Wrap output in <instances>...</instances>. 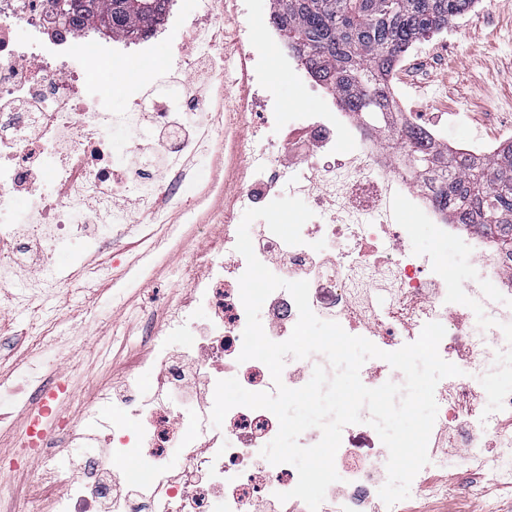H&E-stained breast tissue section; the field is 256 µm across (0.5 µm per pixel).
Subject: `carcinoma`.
I'll return each instance as SVG.
<instances>
[{"label": "carcinoma", "instance_id": "carcinoma-1", "mask_svg": "<svg viewBox=\"0 0 512 512\" xmlns=\"http://www.w3.org/2000/svg\"><path fill=\"white\" fill-rule=\"evenodd\" d=\"M171 0H69L72 30L104 29L130 37L160 24ZM474 0H276L273 23L342 108L366 127L393 132L405 154L427 163L412 171L438 184L437 202L491 239L512 260V141L488 156L434 144L420 128L395 127L390 72L420 38L448 27Z\"/></svg>", "mask_w": 512, "mask_h": 512}]
</instances>
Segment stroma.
<instances>
[{
	"label": "stroma",
	"mask_w": 512,
	"mask_h": 512,
	"mask_svg": "<svg viewBox=\"0 0 512 512\" xmlns=\"http://www.w3.org/2000/svg\"><path fill=\"white\" fill-rule=\"evenodd\" d=\"M444 36L441 42H425L423 54L411 60L403 74L407 95L398 100L399 111L418 125L438 128L442 142L451 147L498 139L512 129V0H478L473 11L449 23ZM253 46L265 61L268 89L283 111L336 110L328 90L310 88L296 71L281 68L275 50L263 41ZM190 51V39L174 31L155 40L149 59L133 65L148 81H181L185 75L177 71V61ZM224 156V141L218 138L209 154L190 161L188 178L197 204L171 210L167 223L146 225V241L125 238L109 244L102 254L103 276L77 268L82 246L72 242L55 259L68 285L34 296L25 282L39 277V264L28 257L25 282L14 290L20 303L0 317V469L10 474L0 505L7 512H33L35 507L29 493L42 468L27 464L18 433L25 402L40 388L66 374L77 437L58 442L54 452L78 464L90 462V449L107 448L105 434L87 423L102 419L127 395L128 376L136 377L139 391L154 390L153 342L145 338L143 325L171 295L184 294L186 281L203 270L200 256L217 240L228 203L222 188ZM397 221L411 225L408 245L413 251L438 254L456 282L468 280L474 251L463 233L439 237L433 225L403 207ZM453 485L441 501L411 489L404 504L416 512H481V502L461 480Z\"/></svg>",
	"instance_id": "obj_1"
}]
</instances>
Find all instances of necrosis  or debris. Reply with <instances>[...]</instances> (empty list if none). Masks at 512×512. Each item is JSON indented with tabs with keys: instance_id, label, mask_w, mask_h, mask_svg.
Here are the masks:
<instances>
[{
	"instance_id": "4bbe7bcc",
	"label": "necrosis or debris",
	"mask_w": 512,
	"mask_h": 512,
	"mask_svg": "<svg viewBox=\"0 0 512 512\" xmlns=\"http://www.w3.org/2000/svg\"><path fill=\"white\" fill-rule=\"evenodd\" d=\"M46 23L43 0H0V212L11 209L15 193H26L31 201L24 223L0 224V296L11 292L28 239L37 241L40 267L51 276L62 243L79 240L99 250L103 243L91 234L92 225L119 232L133 224L117 198H136L153 218L161 206L190 205L186 185L167 184L166 177L181 169L187 155L209 144L207 134L190 137L183 122L188 114L198 125L211 124V104L203 89L187 81L150 98L135 97L130 111H108L89 95L88 78L106 60L113 70L123 69L130 52L105 53L102 43L85 30L46 38ZM223 26L211 0H196L189 26L192 56L185 71L196 73L214 63L215 32ZM251 41L242 30L231 46L238 77L235 90L224 93L225 125L244 127L252 117L287 122L282 150L306 164L308 172L294 177L267 147L247 151L242 142H233L229 169L236 191L225 223H232L236 211L273 201L276 187H287L289 194L312 203L317 220L303 225L304 242L295 246L261 228L254 252L264 263L279 258V266L272 269L276 276L308 281L310 307L319 319L337 322L348 334L384 350L405 345L426 323L437 322L445 329L438 348L445 361L500 369L512 353V308L491 307L478 337L463 334L457 310L474 290L494 295L511 290L512 260L476 241L479 263L469 281L459 284L440 258H423L408 248L410 227L396 223L397 205L408 204L442 235L456 229L447 209L435 205L427 187L391 163L383 150L384 134L364 128L355 113L283 115L266 87ZM147 112L155 113L164 127L167 144L160 159L145 153L139 143L141 117ZM116 131L126 135L132 155L120 175L111 151ZM347 140L352 149L340 151ZM321 240L337 244V253L321 255ZM235 244L233 235L223 234L204 259L207 278L191 279L187 285L192 303L208 306L216 315L207 347L188 335L190 303L168 305L154 333L155 394L125 403L138 419V429L119 436L107 455L88 466L84 478H72L62 462L45 470L32 491L35 500L59 484L66 492L55 498L53 512H99V500L115 477L113 460L121 456L136 463L133 482L138 491L133 500L113 499L112 512H257L268 491L295 487L298 472L293 465L260 463L262 448L279 429L272 412L234 407L224 418L223 432L215 433L208 426L212 402L185 407L174 395L188 366L204 373L211 386L231 370L247 390H275L265 364L238 359L246 325L239 279L247 262ZM266 304L272 316L268 338L287 340L298 319L292 296L279 289ZM173 335L185 339L176 356L165 344ZM468 394L469 383L463 380L444 387L437 400V425L456 429L461 436L463 450L453 468L512 496V389L498 397L504 422L495 431L501 452L493 457L481 450L486 430L483 420L467 408ZM172 443L181 450L174 477L163 464ZM384 455L376 431L362 423L346 426L335 456L343 488L338 497L322 502L318 512H405L402 504L389 507L380 500L377 472Z\"/></svg>"
}]
</instances>
